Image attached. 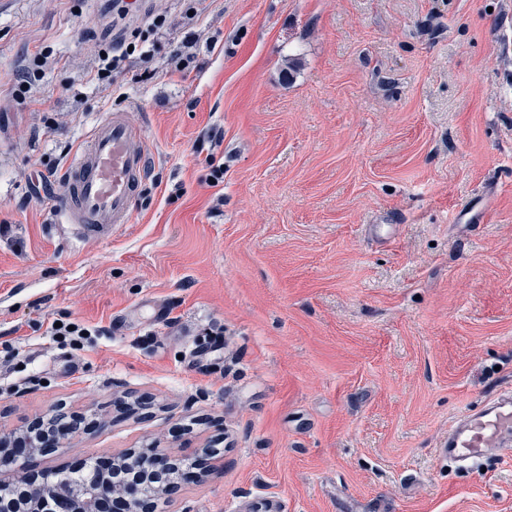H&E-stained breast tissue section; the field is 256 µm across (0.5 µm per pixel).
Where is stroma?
Here are the masks:
<instances>
[{"label":"stroma","instance_id":"35a3bbf8","mask_svg":"<svg viewBox=\"0 0 512 512\" xmlns=\"http://www.w3.org/2000/svg\"><path fill=\"white\" fill-rule=\"evenodd\" d=\"M158 12L151 61L94 81ZM116 108L153 159L132 222L82 240L36 177ZM504 391L512 0H0V431L91 421L27 473L211 447L156 512H512V448L439 451ZM60 322L62 327H55V323ZM69 326H73L74 330H69ZM50 336H54L63 343L71 346H83L85 336H91V330L78 321L56 319L51 323L49 328Z\"/></svg>","mask_w":512,"mask_h":512}]
</instances>
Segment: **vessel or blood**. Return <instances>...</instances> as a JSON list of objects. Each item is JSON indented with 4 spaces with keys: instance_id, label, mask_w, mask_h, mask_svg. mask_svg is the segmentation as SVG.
Masks as SVG:
<instances>
[{
    "instance_id": "b4317fda",
    "label": "vessel or blood",
    "mask_w": 512,
    "mask_h": 512,
    "mask_svg": "<svg viewBox=\"0 0 512 512\" xmlns=\"http://www.w3.org/2000/svg\"><path fill=\"white\" fill-rule=\"evenodd\" d=\"M150 150L143 132L122 111L107 113L75 153L66 173L62 211L89 237L108 238L131 223L133 203L145 180ZM512 446V398H494L470 410L448 429L442 444L449 461L477 460Z\"/></svg>"
}]
</instances>
